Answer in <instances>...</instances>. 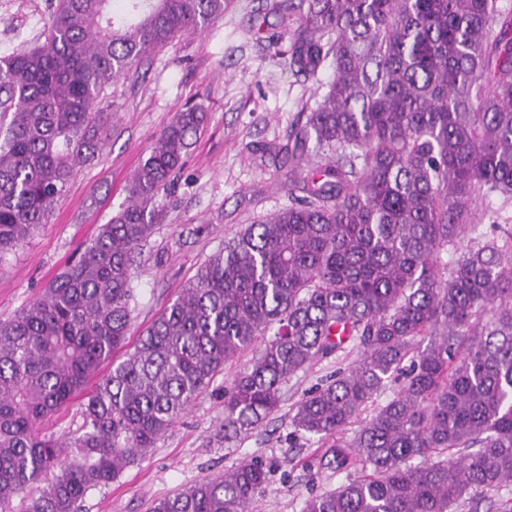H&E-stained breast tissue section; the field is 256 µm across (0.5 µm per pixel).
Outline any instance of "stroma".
<instances>
[{
	"label": "stroma",
	"mask_w": 512,
	"mask_h": 512,
	"mask_svg": "<svg viewBox=\"0 0 512 512\" xmlns=\"http://www.w3.org/2000/svg\"><path fill=\"white\" fill-rule=\"evenodd\" d=\"M274 0H226L222 19L177 36L114 81L101 107L104 149L77 166L48 221L0 259V321L36 298L64 264L126 201L125 186L162 129L185 105L206 119L134 267L128 344L172 302L199 265L246 225L288 207V136L314 103L317 80L290 66L287 10ZM56 0H0V57L40 44ZM355 350L320 361L281 388L275 414L247 436L225 442L224 391L245 365L237 360L199 393L148 455L112 484L88 493L79 512H149L152 503L257 457L270 469L255 512H302L310 495L338 488L345 474L320 466V442L291 425L296 403Z\"/></svg>",
	"instance_id": "35a3bbf8"
}]
</instances>
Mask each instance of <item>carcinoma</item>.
<instances>
[{
    "mask_svg": "<svg viewBox=\"0 0 512 512\" xmlns=\"http://www.w3.org/2000/svg\"><path fill=\"white\" fill-rule=\"evenodd\" d=\"M305 2L290 64L333 75L288 147L301 195L213 252L114 359L136 252L204 122L179 111L111 222L0 321V512L37 487L25 512H78L246 351L224 392L226 441L347 344L356 359L296 404L292 425L331 441L325 466L348 479L303 512H512V497L491 496L512 486V234L478 230L493 196L512 198V14L497 0ZM223 16L224 0H57L44 41L0 59V258L103 147L95 106L112 80ZM91 380L80 432H42ZM269 475L244 460L151 512H252Z\"/></svg>",
    "mask_w": 512,
    "mask_h": 512,
    "instance_id": "cac0c4a2",
    "label": "carcinoma"
}]
</instances>
